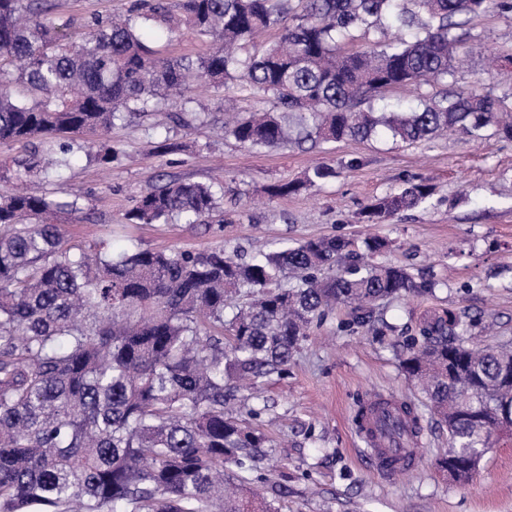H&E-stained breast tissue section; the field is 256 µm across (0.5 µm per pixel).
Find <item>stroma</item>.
Masks as SVG:
<instances>
[{
    "label": "stroma",
    "instance_id": "1",
    "mask_svg": "<svg viewBox=\"0 0 512 512\" xmlns=\"http://www.w3.org/2000/svg\"><path fill=\"white\" fill-rule=\"evenodd\" d=\"M132 3L48 0V16L78 41L91 18L125 13ZM468 32L477 50L460 83L497 86L496 56L512 54V14L491 12ZM224 121L213 96L118 123L107 138L120 149L112 164L83 155L65 172L83 193L79 211L57 218L66 237L103 242L116 253L133 242L151 249L221 245L245 258L281 241L386 238L376 263L433 272L438 288L381 304L376 317L393 326L382 335L351 325L347 309L336 308L302 343L287 375L260 379L258 424L269 442L259 471L276 483L279 512H512V441L491 448L478 475L459 484L435 466L448 435L426 414L414 469L385 477L368 463L354 422L359 403L380 397L423 406L399 355L426 316L452 309L472 319L481 343L512 342V141L451 134L414 145L377 138L249 150L223 133ZM163 141L168 149H160ZM317 161L334 166L337 177L268 199L270 185L302 176ZM160 173L223 188V225L125 223L132 199ZM420 177L435 188L428 204L383 224L360 221L365 205Z\"/></svg>",
    "mask_w": 512,
    "mask_h": 512
}]
</instances>
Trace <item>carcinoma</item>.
<instances>
[{"label":"carcinoma","mask_w":512,"mask_h":512,"mask_svg":"<svg viewBox=\"0 0 512 512\" xmlns=\"http://www.w3.org/2000/svg\"><path fill=\"white\" fill-rule=\"evenodd\" d=\"M512 0H135L123 18L81 43L44 17L46 0H0V143L32 146L0 159L16 178L58 186L73 135L102 132L180 94L194 79L262 93L275 109L235 118L224 134L250 149L389 137L415 143L448 133L512 140V85L498 94L458 85L476 50L465 27ZM181 26L208 53L161 57L142 39ZM270 29L260 54L246 44ZM359 32L365 47L344 46ZM424 85L451 86L426 95ZM410 88L403 107L384 93ZM338 175L317 164L268 188L287 197ZM433 195L423 179L372 202L382 224ZM78 209L62 190L0 195V512H276L253 472L266 436L232 417L244 384L282 375L314 327L345 306L371 322L379 303L425 295L423 273L369 258L386 242L324 236L247 260L205 251L64 238L50 218ZM211 185L168 179L132 200L131 224H208ZM296 279L284 287V279ZM453 310L424 319L401 367L448 431L437 467L466 482L489 449L484 431L512 425V349L466 337ZM229 343H224V336ZM411 458L421 416L409 403L373 407Z\"/></svg>","instance_id":"obj_1"}]
</instances>
